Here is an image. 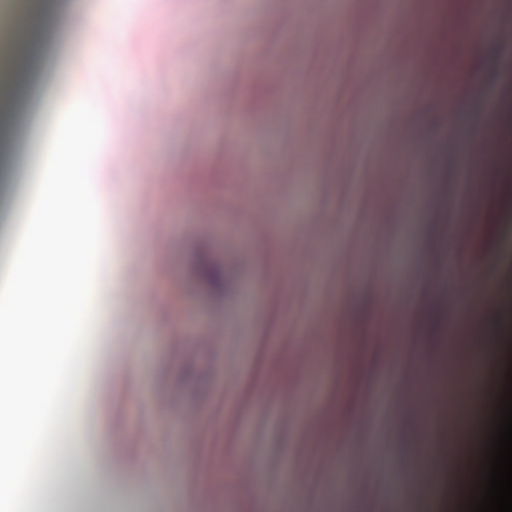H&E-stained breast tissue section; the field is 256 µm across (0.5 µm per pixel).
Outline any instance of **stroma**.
Returning a JSON list of instances; mask_svg holds the SVG:
<instances>
[{"instance_id": "1", "label": "stroma", "mask_w": 512, "mask_h": 512, "mask_svg": "<svg viewBox=\"0 0 512 512\" xmlns=\"http://www.w3.org/2000/svg\"><path fill=\"white\" fill-rule=\"evenodd\" d=\"M112 2L0 0V33L11 6L33 21L0 192L17 198L50 137L32 113L72 85L112 136L94 294H114L84 412L109 490L59 484L54 512H434L416 465L456 443L448 496L473 502L489 440L435 393L486 413L512 325V170L489 158L512 147L492 130L512 108V0ZM89 12L124 43L111 67L86 63ZM472 273L498 293L473 332ZM452 332L459 351L436 354Z\"/></svg>"}]
</instances>
